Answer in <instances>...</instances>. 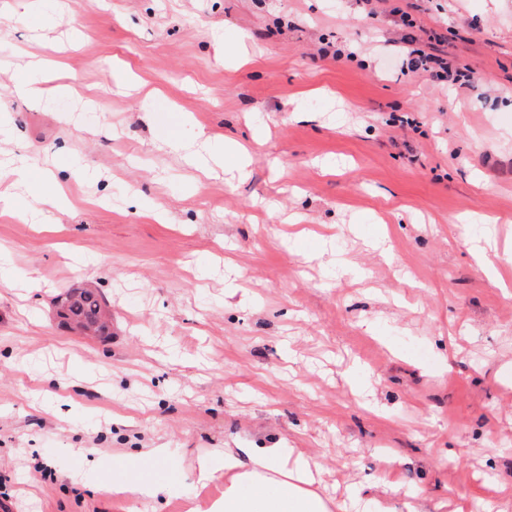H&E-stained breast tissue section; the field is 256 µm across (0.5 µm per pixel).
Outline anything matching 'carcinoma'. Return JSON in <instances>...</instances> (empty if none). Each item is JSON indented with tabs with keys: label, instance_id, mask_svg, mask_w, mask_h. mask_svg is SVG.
Segmentation results:
<instances>
[{
	"label": "carcinoma",
	"instance_id": "cac0c4a2",
	"mask_svg": "<svg viewBox=\"0 0 512 512\" xmlns=\"http://www.w3.org/2000/svg\"><path fill=\"white\" fill-rule=\"evenodd\" d=\"M57 317L70 329L94 331L97 336L110 335L112 320L107 305L95 288L78 285L68 289L55 301Z\"/></svg>",
	"mask_w": 512,
	"mask_h": 512
}]
</instances>
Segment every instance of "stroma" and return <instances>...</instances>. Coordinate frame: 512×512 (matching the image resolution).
Wrapping results in <instances>:
<instances>
[{"label":"stroma","mask_w":512,"mask_h":512,"mask_svg":"<svg viewBox=\"0 0 512 512\" xmlns=\"http://www.w3.org/2000/svg\"><path fill=\"white\" fill-rule=\"evenodd\" d=\"M376 6L0 0V164L32 163L0 214L11 512H186L224 496L199 457L276 443L339 503L512 512V0ZM396 8L476 88L400 76ZM34 59L41 106L13 92ZM202 131L208 175L174 146ZM85 281L107 338L54 316ZM139 448L166 449L173 494L113 493L104 464Z\"/></svg>","instance_id":"35a3bbf8"}]
</instances>
